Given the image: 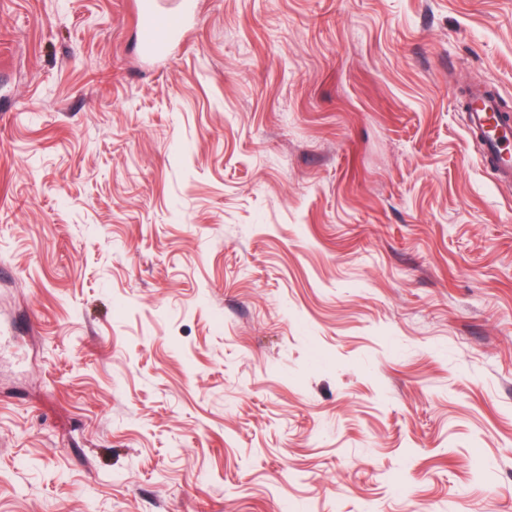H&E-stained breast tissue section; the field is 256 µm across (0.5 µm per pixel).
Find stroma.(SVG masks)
<instances>
[{"label":"stroma","mask_w":512,"mask_h":512,"mask_svg":"<svg viewBox=\"0 0 512 512\" xmlns=\"http://www.w3.org/2000/svg\"><path fill=\"white\" fill-rule=\"evenodd\" d=\"M512 0H0V512H512ZM191 0H136L134 13L138 42L143 55L149 59L167 58L183 34L192 9ZM497 109V98L489 96L483 87L470 88L465 110L467 132L481 148L484 167L493 171L498 183L511 185L512 151L508 145L512 140V124L502 117L493 126L491 120Z\"/></svg>","instance_id":"obj_1"}]
</instances>
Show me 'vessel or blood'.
<instances>
[{"instance_id": "b4317fda", "label": "vessel or blood", "mask_w": 512, "mask_h": 512, "mask_svg": "<svg viewBox=\"0 0 512 512\" xmlns=\"http://www.w3.org/2000/svg\"><path fill=\"white\" fill-rule=\"evenodd\" d=\"M192 0H135L134 13L138 42L143 55L167 58L183 34ZM496 98L480 86L470 88L466 108V128L481 148V160L493 171L498 183L512 184V122L496 120Z\"/></svg>"}]
</instances>
